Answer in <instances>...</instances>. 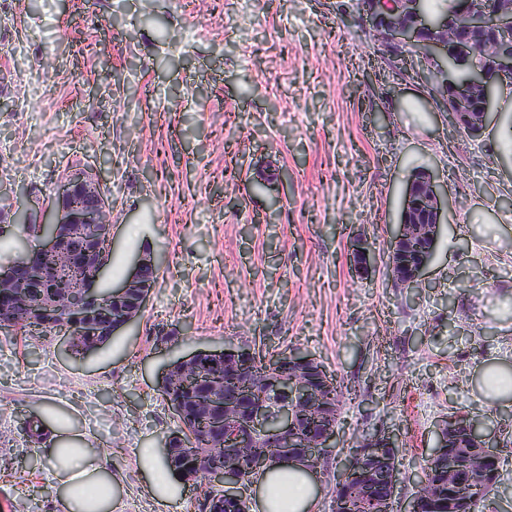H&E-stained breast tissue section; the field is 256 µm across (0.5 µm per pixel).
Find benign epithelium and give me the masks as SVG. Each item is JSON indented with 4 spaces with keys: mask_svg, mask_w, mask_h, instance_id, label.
<instances>
[{
    "mask_svg": "<svg viewBox=\"0 0 512 512\" xmlns=\"http://www.w3.org/2000/svg\"><path fill=\"white\" fill-rule=\"evenodd\" d=\"M365 17L374 25L385 23L387 42L394 49L415 48L422 59L437 63L439 80L448 86L445 100L448 120L465 135L479 139L486 130L491 112L495 109L493 91L500 84L512 82V0H456L452 15L434 18L426 13L421 0H365ZM487 34L490 45L482 63L475 66L466 80L458 76L456 64L472 57L476 46L474 35ZM482 89L481 111L470 112L467 100L473 88ZM21 198L17 189L7 183L0 184V201L10 202L12 217L0 214V237L13 234V225L25 219V211L16 209ZM109 202L108 186L102 169L75 167L60 180L51 208L53 221L43 226L39 251L55 257L59 263L79 264L95 270L101 279L108 275L107 250L112 248V225L99 220V214ZM446 203L426 170L415 173L405 197L399 221L395 225L391 243V267L398 270V280L405 288H417L431 258L420 256L416 263L404 265L400 256L417 237L436 244L445 224ZM81 238L85 249L75 255L69 248L72 238ZM157 257L137 255L121 284L109 289L111 301L101 299L99 289L81 288L75 307L106 313L110 303H120L134 296L133 308L122 318L118 331H123L138 319L153 292L147 269L155 267ZM43 282L39 269L12 262L0 265V292L12 288H32ZM224 357V350L198 349L178 358L188 368L196 366L200 358ZM237 374L246 379V387L230 400L216 401L212 385L198 384L191 396L198 414L211 416L219 428L218 439L223 448V461L212 463L203 453L196 455L195 464L200 474L213 486H220L219 495L201 501L199 512H223L225 505L250 503L253 480L243 474L241 464L242 442L261 438L277 463L303 462L307 466L320 461L326 449L336 446L337 424L328 423L318 431L304 433L299 428L300 413L331 416L333 409L323 405L317 397L319 378L295 374L291 377L281 370L263 373L261 382L252 376L249 352L237 358ZM273 389L282 396L274 407H267L265 396ZM460 428L476 443L480 456L476 461L500 459L497 446L484 434L473 418L464 415ZM399 447L397 435L383 432L345 455L335 478L339 488L348 487L361 495L360 485H350L353 477L364 473L380 478L391 486V495L374 502V512H394L399 478L388 467L387 450Z\"/></svg>",
    "mask_w": 512,
    "mask_h": 512,
    "instance_id": "obj_1",
    "label": "benign epithelium"
}]
</instances>
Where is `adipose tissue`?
Returning a JSON list of instances; mask_svg holds the SVG:
<instances>
[{"label": "adipose tissue", "instance_id": "adipose-tissue-1", "mask_svg": "<svg viewBox=\"0 0 512 512\" xmlns=\"http://www.w3.org/2000/svg\"><path fill=\"white\" fill-rule=\"evenodd\" d=\"M44 457L58 469L52 493L63 512H115L117 490L112 462L105 454L58 439L45 448ZM137 464L149 477L157 497L177 501L175 485L155 449H138ZM256 480L261 490V512H277L274 502L280 498L287 499L288 512H312L316 503L314 475L303 464L271 465L257 474Z\"/></svg>", "mask_w": 512, "mask_h": 512}]
</instances>
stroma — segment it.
<instances>
[{
	"mask_svg": "<svg viewBox=\"0 0 512 512\" xmlns=\"http://www.w3.org/2000/svg\"><path fill=\"white\" fill-rule=\"evenodd\" d=\"M426 75L416 54L381 57L358 0H0V180L41 224L70 166L107 162L109 280L143 248L161 262L140 319L96 352L0 334V512H61L23 431L46 410L109 454L119 512H194L197 486L165 507L135 459L176 430L159 378L197 349H295L348 388L316 512L367 434L399 437L400 508L451 413L512 460V397L489 404L481 371L512 369V113L463 137ZM420 169L447 222L409 290L386 262ZM359 240L370 268L353 262Z\"/></svg>",
	"mask_w": 512,
	"mask_h": 512,
	"instance_id": "obj_1",
	"label": "stroma"
}]
</instances>
